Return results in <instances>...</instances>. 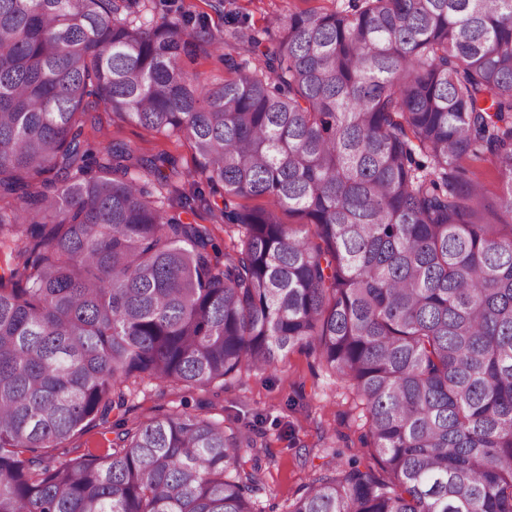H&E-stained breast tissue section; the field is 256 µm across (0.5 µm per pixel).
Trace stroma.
I'll list each match as a JSON object with an SVG mask.
<instances>
[{"label": "stroma", "mask_w": 512, "mask_h": 512, "mask_svg": "<svg viewBox=\"0 0 512 512\" xmlns=\"http://www.w3.org/2000/svg\"><path fill=\"white\" fill-rule=\"evenodd\" d=\"M154 19L180 14L204 17L213 34L230 30V10L246 16L248 26L274 24L291 10L332 9L335 0H150ZM85 139L94 154L120 141L140 154L167 153L181 173L180 188L201 186L198 164L185 140L153 134L98 111ZM187 409L223 421L225 430L252 431L263 451L243 455L244 467L259 466L263 481L253 497L256 512H285L290 498L329 463L361 456L368 425L360 400L346 380L325 369L314 356L293 350L276 368L251 370L225 381L223 388L187 392L157 381L135 385L127 421Z\"/></svg>", "instance_id": "stroma-1"}]
</instances>
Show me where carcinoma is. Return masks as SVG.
<instances>
[{"mask_svg": "<svg viewBox=\"0 0 512 512\" xmlns=\"http://www.w3.org/2000/svg\"><path fill=\"white\" fill-rule=\"evenodd\" d=\"M120 12L0 0V512H253L250 432L110 416L131 379L204 391L294 349L362 398L371 461L288 512H512V0L288 12L229 34L212 86L183 18ZM101 104L187 141L239 249L166 153L85 149ZM218 216L219 212L215 207L201 205L197 208L193 219L197 224H208L213 229L215 242L221 250L231 252L233 245L239 242L238 234L236 230L226 228Z\"/></svg>", "mask_w": 512, "mask_h": 512, "instance_id": "obj_1", "label": "carcinoma"}]
</instances>
